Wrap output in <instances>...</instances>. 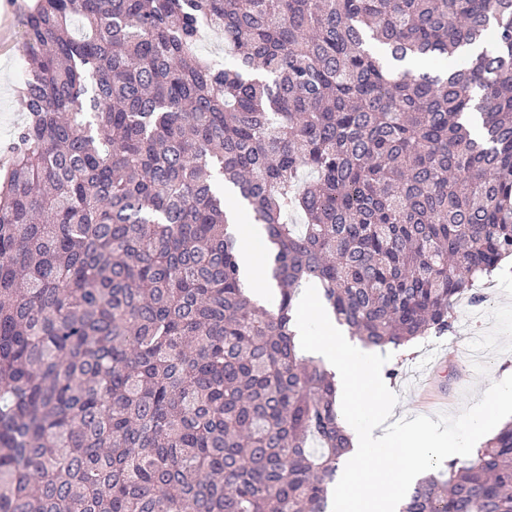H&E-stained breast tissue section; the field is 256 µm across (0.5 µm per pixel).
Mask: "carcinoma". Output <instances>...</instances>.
<instances>
[{"instance_id":"obj_1","label":"carcinoma","mask_w":512,"mask_h":512,"mask_svg":"<svg viewBox=\"0 0 512 512\" xmlns=\"http://www.w3.org/2000/svg\"><path fill=\"white\" fill-rule=\"evenodd\" d=\"M20 56L0 512H329L350 443L299 287L399 349L512 256V0H37ZM401 512H512V424ZM198 52L211 61L224 62L227 57L224 49V32L220 29L207 30L199 43ZM240 238V260L243 277L252 296L269 307V302L278 292L276 282L262 273L266 268V246L257 225L235 224Z\"/></svg>"}]
</instances>
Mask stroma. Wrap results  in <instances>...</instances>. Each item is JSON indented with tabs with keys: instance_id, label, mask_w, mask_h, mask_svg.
Segmentation results:
<instances>
[{
	"instance_id": "35a3bbf8",
	"label": "stroma",
	"mask_w": 512,
	"mask_h": 512,
	"mask_svg": "<svg viewBox=\"0 0 512 512\" xmlns=\"http://www.w3.org/2000/svg\"><path fill=\"white\" fill-rule=\"evenodd\" d=\"M35 2L0 0V37L10 44L9 49H0V146L25 119L18 97L24 71L17 44L23 18ZM475 289L488 297L482 311L460 302L452 333L435 338L430 348L417 343L407 357L393 352L386 367L397 372L389 384L399 397L394 419H411L421 412L415 375L434 378L436 393L447 402L446 414L454 415L479 401L491 382L512 372V269L503 270L492 281L476 282Z\"/></svg>"
}]
</instances>
